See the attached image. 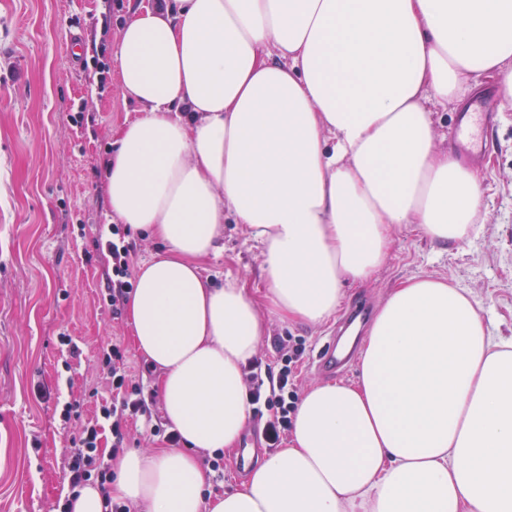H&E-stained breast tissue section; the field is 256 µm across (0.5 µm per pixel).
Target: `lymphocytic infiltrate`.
<instances>
[{"label": "lymphocytic infiltrate", "mask_w": 512, "mask_h": 512, "mask_svg": "<svg viewBox=\"0 0 512 512\" xmlns=\"http://www.w3.org/2000/svg\"><path fill=\"white\" fill-rule=\"evenodd\" d=\"M109 239L104 243L112 263L107 300L113 315H121L132 290L134 246L126 239L119 225H109ZM281 366L278 371H249V395L253 405L266 410L268 418L264 425V439L268 446H277L289 432L292 417L301 397L295 369L304 349L293 339H279ZM98 362L112 391L111 402L99 404L91 418H83L82 404L73 400L66 402L61 410L64 420L76 419L80 425L71 439L72 448L64 461L69 473V494L57 502L56 512H69L71 496L80 488L91 484L97 486L104 496L105 512H131L129 505L110 499L112 469L101 463L99 440L103 433L112 435V454L120 456L125 450V441L131 424L138 419H147L145 433L162 438L172 447H180L181 437L173 430L152 423L153 393L147 392L143 382L137 381L131 371L126 349L114 342L100 348Z\"/></svg>", "instance_id": "f902f5d3"}]
</instances>
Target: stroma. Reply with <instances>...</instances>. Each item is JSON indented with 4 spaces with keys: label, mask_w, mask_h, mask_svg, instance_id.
I'll return each mask as SVG.
<instances>
[{
    "label": "stroma",
    "mask_w": 512,
    "mask_h": 512,
    "mask_svg": "<svg viewBox=\"0 0 512 512\" xmlns=\"http://www.w3.org/2000/svg\"><path fill=\"white\" fill-rule=\"evenodd\" d=\"M127 8L128 0H0V512H50L66 494L73 426L55 406L91 393L111 399L97 372L101 345L121 340L145 386L156 387L157 370L132 347L129 316H113L104 299L98 246L113 221L105 162L133 111L114 58ZM74 34L95 66L72 59ZM492 102L490 149L473 164L485 189L480 235L445 245L404 226L369 281L345 284L342 305L365 297L378 309L402 281L444 279L471 295L491 335L512 336V99ZM223 242L203 261L205 275L247 281L263 300L260 245L232 223ZM335 325L270 322L255 362L277 368L274 340L291 336L305 348L300 389L321 384L312 357Z\"/></svg>",
    "instance_id": "35a3bbf8"
}]
</instances>
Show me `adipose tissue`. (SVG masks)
<instances>
[{
	"mask_svg": "<svg viewBox=\"0 0 512 512\" xmlns=\"http://www.w3.org/2000/svg\"><path fill=\"white\" fill-rule=\"evenodd\" d=\"M117 77L135 117L107 166L109 209L165 248L128 303L180 448L126 453L113 500L137 512H512V339L470 298L411 278L381 306L357 379L308 389L288 447L204 498L199 452L252 415L243 370L269 318L318 325L393 235L476 232V173L434 141L431 102L488 75L512 98V0H135ZM262 247L267 300L200 261L225 218Z\"/></svg>",
	"mask_w": 512,
	"mask_h": 512,
	"instance_id": "ef3b65f1",
	"label": "adipose tissue"
}]
</instances>
